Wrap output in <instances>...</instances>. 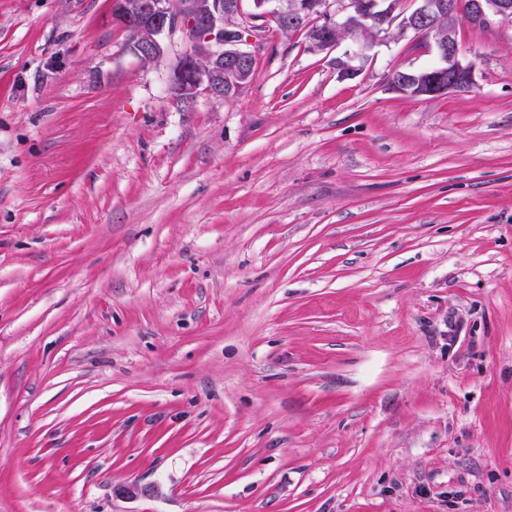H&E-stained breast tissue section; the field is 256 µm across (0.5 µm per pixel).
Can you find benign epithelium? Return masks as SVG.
Returning a JSON list of instances; mask_svg holds the SVG:
<instances>
[{
    "label": "benign epithelium",
    "instance_id": "7a95c632",
    "mask_svg": "<svg viewBox=\"0 0 512 512\" xmlns=\"http://www.w3.org/2000/svg\"><path fill=\"white\" fill-rule=\"evenodd\" d=\"M409 12H396L393 0H252L250 24L243 26L235 19L242 15V0H113L112 19L123 28L135 31L131 50L142 61H153L164 53L161 37L180 33L191 45L173 70L170 92L183 104L195 100L199 91L222 98L231 97L251 82L255 56L243 48L249 38L275 23L304 31L318 51L331 52L340 41L334 31L347 28V36L355 46L345 58H336L341 77L352 79L361 68L366 51L379 43L380 37L366 39V28L383 31L394 24L404 33L424 39V47L435 53V63L428 69L407 70L415 84L389 79L391 88L410 96L451 93L474 84L473 67L460 57L456 31L448 27V49L433 38L431 22L440 15H455L459 0H414ZM468 19L478 28L491 30L502 22L512 23V0H469ZM154 492L150 486L120 484L115 494L133 499Z\"/></svg>",
    "mask_w": 512,
    "mask_h": 512
}]
</instances>
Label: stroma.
I'll return each instance as SVG.
<instances>
[{"mask_svg":"<svg viewBox=\"0 0 512 512\" xmlns=\"http://www.w3.org/2000/svg\"><path fill=\"white\" fill-rule=\"evenodd\" d=\"M455 28L465 93L272 26L185 106L180 34L0 0V512H512V24Z\"/></svg>","mask_w":512,"mask_h":512,"instance_id":"1","label":"stroma"}]
</instances>
